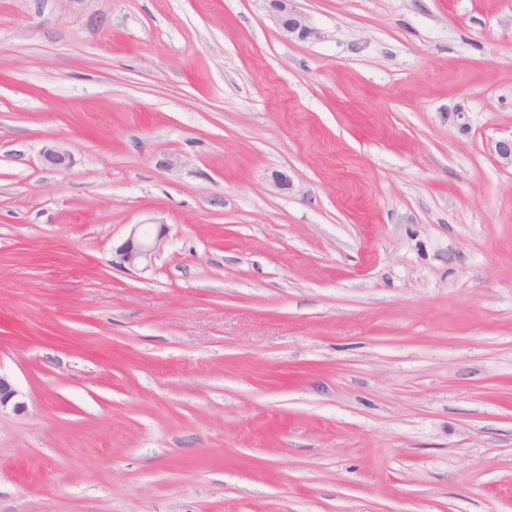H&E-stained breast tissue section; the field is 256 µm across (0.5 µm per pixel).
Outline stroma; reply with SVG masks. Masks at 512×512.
Returning <instances> with one entry per match:
<instances>
[{"mask_svg":"<svg viewBox=\"0 0 512 512\" xmlns=\"http://www.w3.org/2000/svg\"><path fill=\"white\" fill-rule=\"evenodd\" d=\"M292 7L0 0V512H512V0ZM271 2L277 11L279 27L289 38L308 40L322 37L319 31L306 24L304 18L298 12L288 7L290 0H271ZM143 224H136L131 229L128 238L118 250L120 263L129 267H138L143 262H149L157 255L165 244L167 237V225L157 226L154 235L147 231H140ZM20 392L15 387L12 379L0 373V412L11 407L14 412L25 409V403L20 401Z\"/></svg>","mask_w":512,"mask_h":512,"instance_id":"stroma-1","label":"stroma"}]
</instances>
